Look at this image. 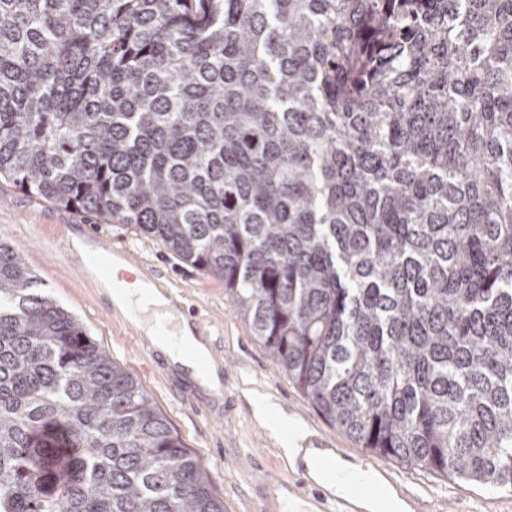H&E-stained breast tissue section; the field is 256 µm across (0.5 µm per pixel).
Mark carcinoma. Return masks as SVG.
Here are the masks:
<instances>
[{
    "mask_svg": "<svg viewBox=\"0 0 512 512\" xmlns=\"http://www.w3.org/2000/svg\"><path fill=\"white\" fill-rule=\"evenodd\" d=\"M0 176L223 280L359 447L512 485V0H0ZM0 512H224L2 242Z\"/></svg>",
    "mask_w": 512,
    "mask_h": 512,
    "instance_id": "obj_1",
    "label": "carcinoma"
}]
</instances>
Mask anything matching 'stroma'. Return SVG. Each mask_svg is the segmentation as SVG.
Listing matches in <instances>:
<instances>
[{
	"label": "stroma",
	"mask_w": 512,
	"mask_h": 512,
	"mask_svg": "<svg viewBox=\"0 0 512 512\" xmlns=\"http://www.w3.org/2000/svg\"><path fill=\"white\" fill-rule=\"evenodd\" d=\"M89 230L125 245L141 265L165 268L181 302L197 310L202 319L199 336L224 361V393L219 401L223 419L210 417L208 393L197 391L191 401L174 393L170 380L148 369L150 356L137 345L132 330L102 309L99 288L80 277L64 250L72 236ZM0 240L8 242L37 273L45 293L77 316L112 361L148 392L208 473L224 512H255L263 468L276 469L284 479L294 477L285 452L288 436L256 418L254 397L265 398L303 428V447L322 440L330 447L357 452V444L329 424L273 363L237 313L223 280L179 259L134 225L111 224L78 213L25 193L0 177ZM391 468L409 490L425 493L426 512H512V487L453 480L396 462Z\"/></svg>",
	"instance_id": "obj_1"
}]
</instances>
